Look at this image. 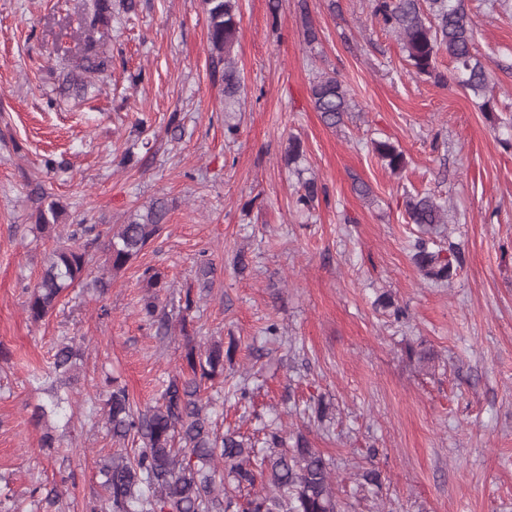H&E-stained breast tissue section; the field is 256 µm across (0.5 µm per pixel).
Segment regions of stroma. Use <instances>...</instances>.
<instances>
[{
  "label": "stroma",
  "instance_id": "obj_1",
  "mask_svg": "<svg viewBox=\"0 0 512 512\" xmlns=\"http://www.w3.org/2000/svg\"><path fill=\"white\" fill-rule=\"evenodd\" d=\"M301 1L319 32L311 47ZM280 3L274 15L268 0H241L245 91L232 138L203 0H139L135 16L113 20L112 71L82 98L61 91L56 46L85 0H0V502L22 512L104 504L98 468L117 444L89 419L85 393L114 380L138 407L155 404L180 371L184 340L158 335L141 314L143 272L163 274L158 304L169 310L204 254L213 283L197 291L193 325L236 346L223 390L207 392L225 425L251 434L278 413L289 429L304 427L336 473L344 512H512V136L502 126L512 119V0L493 10L467 0L495 87L491 113L454 81L408 74L369 0ZM326 70L350 90L333 128L309 100ZM174 112L178 139L166 131ZM292 137L303 151L296 171L283 160ZM376 140L404 152L402 173L373 152ZM46 157L65 171H43ZM302 176L325 189L308 217L295 210ZM37 184L64 227L123 223L156 196L173 208L106 296L76 286L35 323L26 302L54 245L34 228ZM415 193L448 204L444 238L460 245L464 265L447 283L423 279L410 259L416 227L404 198ZM383 293L405 319L375 307ZM66 336L85 347L72 402L35 419L49 395L30 375ZM411 345L429 359L408 358ZM239 383L250 409L232 395ZM313 397L330 405L320 426L298 415ZM47 431L54 447L41 445ZM368 465L381 487H358ZM68 476L54 505L32 496Z\"/></svg>",
  "mask_w": 512,
  "mask_h": 512
}]
</instances>
